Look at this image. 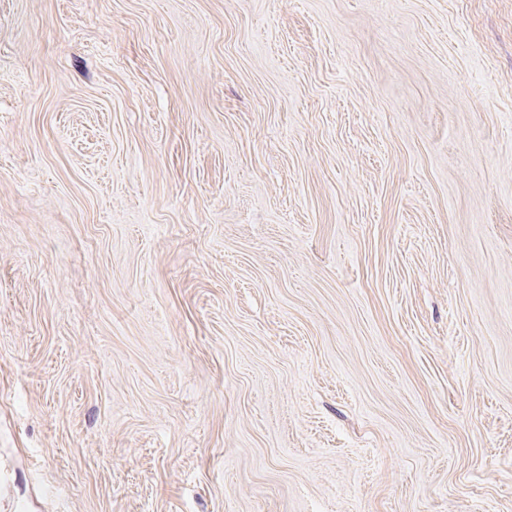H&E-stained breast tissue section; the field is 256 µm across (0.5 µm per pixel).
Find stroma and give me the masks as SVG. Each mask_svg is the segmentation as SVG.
I'll use <instances>...</instances> for the list:
<instances>
[{
	"instance_id": "stroma-1",
	"label": "stroma",
	"mask_w": 512,
	"mask_h": 512,
	"mask_svg": "<svg viewBox=\"0 0 512 512\" xmlns=\"http://www.w3.org/2000/svg\"><path fill=\"white\" fill-rule=\"evenodd\" d=\"M0 512H512V0H0Z\"/></svg>"
}]
</instances>
